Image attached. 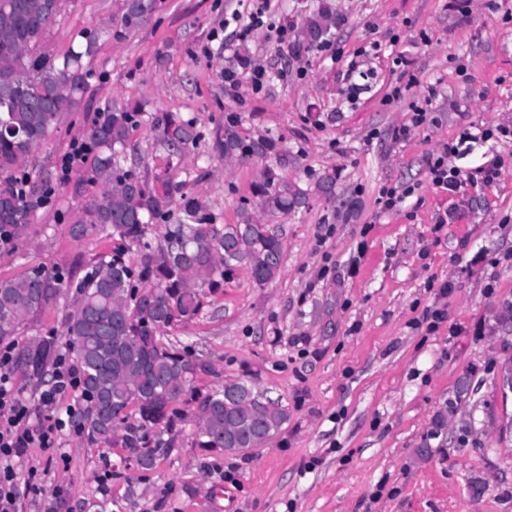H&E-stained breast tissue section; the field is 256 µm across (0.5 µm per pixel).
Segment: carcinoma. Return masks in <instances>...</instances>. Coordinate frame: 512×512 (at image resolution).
<instances>
[{"label": "carcinoma", "instance_id": "cac0c4a2", "mask_svg": "<svg viewBox=\"0 0 512 512\" xmlns=\"http://www.w3.org/2000/svg\"><path fill=\"white\" fill-rule=\"evenodd\" d=\"M122 21L139 27L152 13L154 0H126ZM57 13L51 0H0V124L13 130L0 136V233L10 248L28 237L34 213L46 204L49 184L17 176L25 157L65 115L84 106L88 70L84 53L72 50L58 63L39 52ZM336 24L329 12L311 20L310 43ZM133 113L113 107L85 129L93 149L92 180L103 192L87 210L85 221L70 227L75 239L90 231L110 232L117 245L112 258L101 261L83 277L34 269L28 275L0 280V341L52 306L65 288L76 290L73 308L65 315L61 336L23 348L18 366L29 376L44 372L58 345L68 348L81 372L88 407L80 415L82 431L107 447L138 448L142 469L150 471L163 455L173 431L184 417L181 406L197 402L196 444L228 448L224 434L233 433L238 447L253 448L275 436L288 421L280 401H253L232 406V395L257 393L248 379L226 382L201 394L194 382L211 373L203 362L191 366L185 350L165 340L175 324H187L204 307L203 286L213 291L227 276L244 267L263 286L281 272L282 243L264 224L204 223L200 203L188 200L177 224L165 225L157 247L147 239L152 220L171 205L168 182L161 187L123 170L120 153L126 148ZM198 139L191 121L168 118L159 142L175 152ZM244 152L238 134L224 130V154ZM265 208L286 213L306 204V195L270 174L259 185ZM144 251L139 267L125 259L127 250Z\"/></svg>", "mask_w": 512, "mask_h": 512}]
</instances>
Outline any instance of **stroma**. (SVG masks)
<instances>
[{"label": "stroma", "instance_id": "obj_1", "mask_svg": "<svg viewBox=\"0 0 512 512\" xmlns=\"http://www.w3.org/2000/svg\"><path fill=\"white\" fill-rule=\"evenodd\" d=\"M448 3L269 0L287 43L260 30L228 52L224 21L247 15L251 0H155L132 30L125 0H63L41 50L91 49L85 105L24 161L49 178L51 197L29 239L0 251V279L38 267L81 276L111 256L108 233L71 237L102 188L88 164L65 174L61 159L100 112L127 108L135 118L123 167L151 185L171 180L169 223L195 198L207 223L249 219L280 239L275 280L259 286L238 269L168 337L211 365L199 390L249 379L287 406L288 420L235 455L198 447L182 422L149 472L64 436L60 456L32 448L16 462L22 477L37 467L40 488L19 512H49L60 498L63 512H512V393L500 389L512 339L500 342L497 330L512 303V140L478 137L512 129V0H468L460 12ZM324 9L336 26L323 49L309 44L307 22ZM400 53L408 71L392 64ZM255 65L268 74L261 91L245 84L228 95L225 71L246 76ZM405 83L410 91L391 99ZM427 97L430 123L394 139L411 102ZM169 115L199 133L176 154L156 142ZM228 125L247 146L273 138L275 151L225 156ZM448 144L462 173L500 163L497 182L455 195L433 185L427 158ZM269 170L306 191L305 206L262 207L255 188ZM409 186L401 207L381 210L382 188ZM71 303L62 293L18 329L15 347L60 333ZM436 309L445 319L427 330L422 319ZM423 446L431 455H417ZM475 479L485 483L477 498Z\"/></svg>", "mask_w": 512, "mask_h": 512}]
</instances>
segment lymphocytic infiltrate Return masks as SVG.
<instances>
[{
  "instance_id": "1",
  "label": "lymphocytic infiltrate",
  "mask_w": 512,
  "mask_h": 512,
  "mask_svg": "<svg viewBox=\"0 0 512 512\" xmlns=\"http://www.w3.org/2000/svg\"><path fill=\"white\" fill-rule=\"evenodd\" d=\"M453 152V147L448 146L428 156V172L434 185L460 194L466 187L484 188L496 182L499 168L495 165L480 169L477 175L462 177L449 162ZM15 364L14 346L0 347V512H18L21 497L38 490L33 479L18 482L14 459L34 446L60 449L63 436L75 430L77 405L84 400L80 371L67 352L55 355L50 385L34 404L18 393Z\"/></svg>"
}]
</instances>
